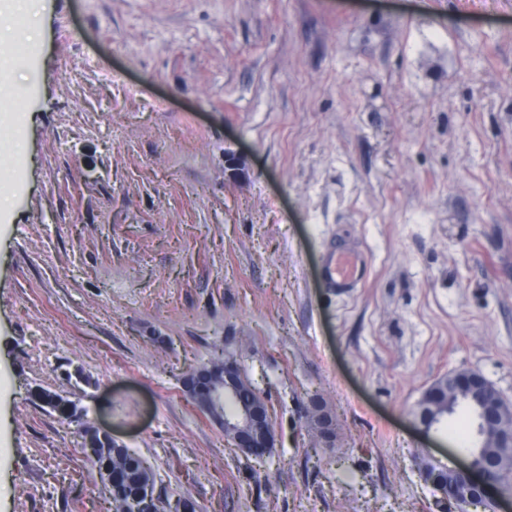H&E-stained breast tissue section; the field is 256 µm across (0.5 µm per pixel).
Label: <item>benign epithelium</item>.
I'll return each instance as SVG.
<instances>
[{"instance_id":"benign-epithelium-1","label":"benign epithelium","mask_w":512,"mask_h":512,"mask_svg":"<svg viewBox=\"0 0 512 512\" xmlns=\"http://www.w3.org/2000/svg\"><path fill=\"white\" fill-rule=\"evenodd\" d=\"M198 386L205 397V405L213 418L222 422L224 429L231 431L233 445L243 454L263 457L275 447L276 435L272 427L269 408L265 400L254 403L249 395L256 393L245 378L241 366L233 357L222 363H213L208 368L196 371L187 380V386ZM465 395L476 405L482 423L495 429L494 447H512V427L503 425L506 418L512 419V404L478 370L463 369L453 373L448 382V395L429 387L424 392V402L417 412L418 424L425 432L441 422L447 412V399ZM235 401L239 412L224 417L220 408L224 403ZM312 416L317 435L328 441L333 437V422L320 403L313 404ZM498 460L487 456L477 463L469 458L462 464L449 468L434 459L422 468L426 479L439 490L443 497L453 491L457 498L472 495L481 500L488 499L491 488H500ZM159 496L153 484L144 486L133 502V512H159Z\"/></svg>"}]
</instances>
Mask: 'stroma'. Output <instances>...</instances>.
<instances>
[{
  "instance_id": "1",
  "label": "stroma",
  "mask_w": 512,
  "mask_h": 512,
  "mask_svg": "<svg viewBox=\"0 0 512 512\" xmlns=\"http://www.w3.org/2000/svg\"><path fill=\"white\" fill-rule=\"evenodd\" d=\"M42 7L0 44V512H110L86 425L196 512H458L419 467L472 419L416 409L462 369L512 402V0ZM349 248L363 281L328 287ZM227 352L265 457L184 390ZM424 402L417 412L418 424L426 433L441 422L447 412V396L427 388Z\"/></svg>"
}]
</instances>
